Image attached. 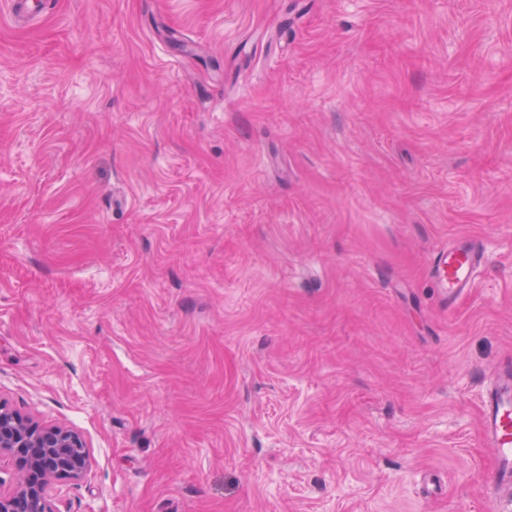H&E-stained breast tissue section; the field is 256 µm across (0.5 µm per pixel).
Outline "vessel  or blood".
Returning <instances> with one entry per match:
<instances>
[{
    "label": "vessel or blood",
    "mask_w": 512,
    "mask_h": 512,
    "mask_svg": "<svg viewBox=\"0 0 512 512\" xmlns=\"http://www.w3.org/2000/svg\"><path fill=\"white\" fill-rule=\"evenodd\" d=\"M483 254L476 239L445 245L431 254L428 273L448 310H455L471 288ZM481 431L493 458L491 500L512 502V355L500 360L494 383L482 395Z\"/></svg>",
    "instance_id": "vessel-or-blood-1"
}]
</instances>
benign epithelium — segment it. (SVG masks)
I'll return each mask as SVG.
<instances>
[{"mask_svg":"<svg viewBox=\"0 0 512 512\" xmlns=\"http://www.w3.org/2000/svg\"><path fill=\"white\" fill-rule=\"evenodd\" d=\"M0 460L15 467L9 478L0 476V512H54V483L80 482L93 466L80 432L23 417L1 401Z\"/></svg>","mask_w":512,"mask_h":512,"instance_id":"1","label":"benign epithelium"}]
</instances>
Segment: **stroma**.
<instances>
[{
  "label": "stroma",
  "instance_id": "35a3bbf8",
  "mask_svg": "<svg viewBox=\"0 0 512 512\" xmlns=\"http://www.w3.org/2000/svg\"><path fill=\"white\" fill-rule=\"evenodd\" d=\"M43 7L0 6V399L91 448L57 512H489L512 0ZM484 250L478 239H468L444 245L435 250L428 262L429 277L439 288L448 313L471 288L474 275L482 263Z\"/></svg>",
  "mask_w": 512,
  "mask_h": 512
}]
</instances>
